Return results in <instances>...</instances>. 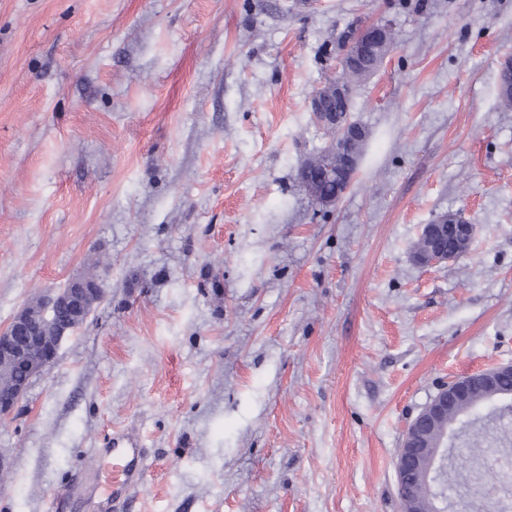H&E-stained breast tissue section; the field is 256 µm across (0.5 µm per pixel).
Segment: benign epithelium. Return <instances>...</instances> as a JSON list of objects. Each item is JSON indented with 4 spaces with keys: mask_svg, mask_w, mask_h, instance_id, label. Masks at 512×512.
Returning a JSON list of instances; mask_svg holds the SVG:
<instances>
[{
    "mask_svg": "<svg viewBox=\"0 0 512 512\" xmlns=\"http://www.w3.org/2000/svg\"><path fill=\"white\" fill-rule=\"evenodd\" d=\"M389 31L390 25L382 22L350 26L348 37L338 55L341 77L318 88L309 100V109L316 123L332 134L328 151L330 164L323 168L324 180L339 179L347 187L353 183L361 160L359 150L361 144L366 142L367 134L362 126L350 120L348 112L338 115L330 103L338 99L349 102L352 85L347 81L346 75L362 65L364 56L370 49L387 46ZM298 177L316 205L333 208L339 202L336 194L321 192L319 179L312 177L307 166L298 168ZM446 230L459 233L460 244L463 245L470 243L475 233V225L468 223L459 213H445L434 223L425 225L421 237L426 241L433 238L438 240L444 236ZM446 261L448 251L441 247L434 250L429 244L426 245V251L417 257V263L423 266ZM104 298V290L87 287L81 275L70 279L58 290L45 291L40 296L45 318H35L34 310L26 305L17 311L6 329L0 331V369L22 365L30 372L31 377L41 375L56 361L62 341L81 327ZM504 373H512V363L499 364L491 369L449 381L439 388L428 406L408 427L396 459L397 489L402 512H422L421 498L413 488L419 471L422 472L423 479L437 485L441 504L439 512L453 510L454 502L440 486L441 470L420 469L423 457L422 437L432 427L435 418L448 414V401L457 397L466 398L469 387L474 384L493 391L491 405L494 406V412L511 407L512 400L495 391L497 380ZM27 390L26 383H17L6 376L0 379V418L14 412ZM460 432V422L457 421L438 440L435 447L438 465H443L455 456V450L460 444Z\"/></svg>",
    "mask_w": 512,
    "mask_h": 512,
    "instance_id": "1",
    "label": "benign epithelium"
}]
</instances>
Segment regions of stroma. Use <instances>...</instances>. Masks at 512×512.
Returning <instances> with one entry per match:
<instances>
[{"mask_svg":"<svg viewBox=\"0 0 512 512\" xmlns=\"http://www.w3.org/2000/svg\"><path fill=\"white\" fill-rule=\"evenodd\" d=\"M386 22L353 185L314 205L335 32ZM512 0H0V330L97 271L104 300L0 419V512H104L91 451L147 450L130 512H401L408 424L512 362ZM468 251L424 267L440 214ZM449 496L499 512L512 450ZM445 228L447 232L453 229L455 234L459 233L460 245L469 244L475 233V225L469 224L460 213H445L434 223L426 224L421 237L426 242H429L432 236L440 240L444 236Z\"/></svg>","mask_w":512,"mask_h":512,"instance_id":"stroma-1","label":"stroma"}]
</instances>
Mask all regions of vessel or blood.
Segmentation results:
<instances>
[{
  "instance_id": "obj_1",
  "label": "vessel or blood",
  "mask_w": 512,
  "mask_h": 512,
  "mask_svg": "<svg viewBox=\"0 0 512 512\" xmlns=\"http://www.w3.org/2000/svg\"><path fill=\"white\" fill-rule=\"evenodd\" d=\"M94 456L111 470L110 481L104 491L106 501L116 503L127 499L140 485L146 450L135 434L127 432L113 435L105 447L95 449Z\"/></svg>"
}]
</instances>
